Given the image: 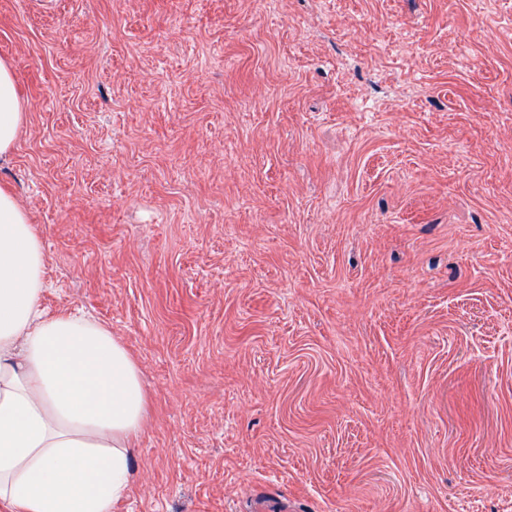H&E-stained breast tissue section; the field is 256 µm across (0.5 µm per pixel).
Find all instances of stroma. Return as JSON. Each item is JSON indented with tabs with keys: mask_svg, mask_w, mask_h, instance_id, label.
<instances>
[{
	"mask_svg": "<svg viewBox=\"0 0 512 512\" xmlns=\"http://www.w3.org/2000/svg\"><path fill=\"white\" fill-rule=\"evenodd\" d=\"M46 310L148 411L112 512H512V0H0Z\"/></svg>",
	"mask_w": 512,
	"mask_h": 512,
	"instance_id": "1",
	"label": "stroma"
}]
</instances>
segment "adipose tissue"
Returning <instances> with one entry per match:
<instances>
[{
	"label": "adipose tissue",
	"mask_w": 512,
	"mask_h": 512,
	"mask_svg": "<svg viewBox=\"0 0 512 512\" xmlns=\"http://www.w3.org/2000/svg\"><path fill=\"white\" fill-rule=\"evenodd\" d=\"M26 114L0 59V158ZM41 238L0 186V504L11 512H112L129 489L130 442L146 397L139 369L106 325L46 312Z\"/></svg>",
	"instance_id": "ef3b65f1"
}]
</instances>
